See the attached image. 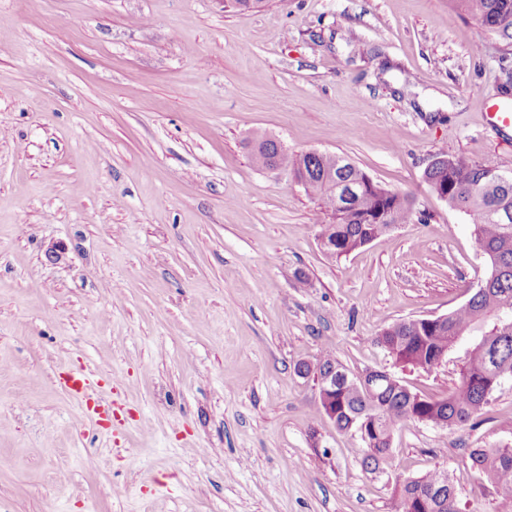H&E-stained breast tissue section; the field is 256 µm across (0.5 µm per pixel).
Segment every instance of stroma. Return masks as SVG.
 I'll return each mask as SVG.
<instances>
[{"mask_svg":"<svg viewBox=\"0 0 512 512\" xmlns=\"http://www.w3.org/2000/svg\"><path fill=\"white\" fill-rule=\"evenodd\" d=\"M510 85L454 0H0V512H398L396 478L434 468L497 512L467 453L512 443V379L476 422L400 427L374 473L296 366L455 387L463 349L410 371L376 338L486 278L424 171L512 170V128L483 120ZM255 134L347 156L419 219L326 257L319 203ZM74 369L114 421H76L54 380Z\"/></svg>","mask_w":512,"mask_h":512,"instance_id":"35a3bbf8","label":"stroma"}]
</instances>
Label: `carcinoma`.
Here are the masks:
<instances>
[{"label": "carcinoma", "mask_w": 512, "mask_h": 512, "mask_svg": "<svg viewBox=\"0 0 512 512\" xmlns=\"http://www.w3.org/2000/svg\"><path fill=\"white\" fill-rule=\"evenodd\" d=\"M457 7L487 33L512 48V0H455ZM254 153L267 154L293 171L304 164V191L316 199L330 220L323 225L324 253L346 256L415 214L414 200L375 181L362 189L365 172L338 154L307 155L277 147L267 136L253 140ZM445 167L424 172L425 182L445 197L448 208L467 215L479 248L489 262V274L471 289L467 302L430 325L419 319L397 322L382 334L384 350L394 363L430 371L439 357L469 342L456 386L441 399L422 397L397 379L386 376L368 386L329 352L307 364L312 375L336 374V429L359 431L364 437L363 465L372 472L387 463L397 428L407 422L452 427L477 418L500 383L512 379V171L493 175L488 166L444 153ZM469 468L512 498V444L472 448ZM402 512H460L456 480L432 469L416 478L396 481Z\"/></svg>", "instance_id": "cac0c4a2"}]
</instances>
